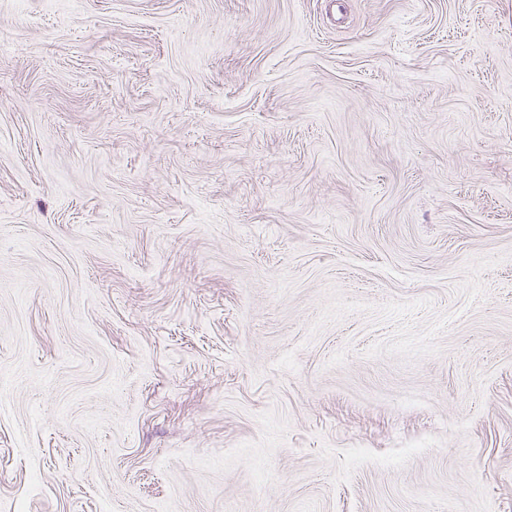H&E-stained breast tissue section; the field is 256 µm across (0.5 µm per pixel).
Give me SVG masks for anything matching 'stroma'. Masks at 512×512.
Here are the masks:
<instances>
[{
	"instance_id": "1",
	"label": "stroma",
	"mask_w": 512,
	"mask_h": 512,
	"mask_svg": "<svg viewBox=\"0 0 512 512\" xmlns=\"http://www.w3.org/2000/svg\"><path fill=\"white\" fill-rule=\"evenodd\" d=\"M512 512V0H0V512Z\"/></svg>"
}]
</instances>
